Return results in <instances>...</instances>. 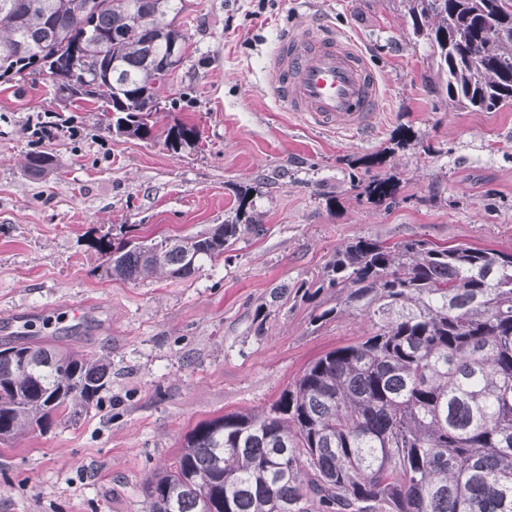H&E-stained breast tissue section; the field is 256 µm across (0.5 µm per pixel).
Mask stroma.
Instances as JSON below:
<instances>
[{
    "label": "stroma",
    "mask_w": 512,
    "mask_h": 512,
    "mask_svg": "<svg viewBox=\"0 0 512 512\" xmlns=\"http://www.w3.org/2000/svg\"><path fill=\"white\" fill-rule=\"evenodd\" d=\"M183 21L186 58L160 97L167 124L197 125V148L110 133L78 108L76 134L49 144L55 170L34 178L22 168L33 124L59 105L46 81L0 84V343L51 340L112 367L99 409L0 445V512H149L146 478L197 423L269 407L367 331L358 311L313 326L312 302L294 295L348 240L512 250V109L468 112L430 92L433 50L403 0H189ZM315 23L354 38L377 71L385 109L372 128L324 131L279 110L268 59L287 30ZM376 153L374 173L398 185L390 208L358 187ZM245 188L260 235L187 280L106 278L99 237L235 221ZM276 286L292 295L256 335ZM75 305L84 320L69 317Z\"/></svg>",
    "instance_id": "35a3bbf8"
}]
</instances>
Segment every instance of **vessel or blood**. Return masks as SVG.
Listing matches in <instances>:
<instances>
[{
	"label": "vessel or blood",
	"instance_id": "1",
	"mask_svg": "<svg viewBox=\"0 0 512 512\" xmlns=\"http://www.w3.org/2000/svg\"><path fill=\"white\" fill-rule=\"evenodd\" d=\"M281 111L321 128L358 132L383 106L377 76L355 40L314 25L289 32L268 63Z\"/></svg>",
	"mask_w": 512,
	"mask_h": 512
}]
</instances>
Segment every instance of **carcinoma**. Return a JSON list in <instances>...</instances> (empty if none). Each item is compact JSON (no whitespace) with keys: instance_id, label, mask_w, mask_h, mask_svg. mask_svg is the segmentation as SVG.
Returning a JSON list of instances; mask_svg holds the SVG:
<instances>
[{"instance_id":"carcinoma-1","label":"carcinoma","mask_w":512,"mask_h":512,"mask_svg":"<svg viewBox=\"0 0 512 512\" xmlns=\"http://www.w3.org/2000/svg\"><path fill=\"white\" fill-rule=\"evenodd\" d=\"M434 47L450 104L512 107V0H404ZM186 0H0V83L46 75L64 105H92L109 131L197 147L196 125H160L159 90L186 58ZM176 51L175 62H161ZM74 116L38 126L51 140ZM54 156H24L32 177ZM372 203H396L373 178ZM259 225L213 224L160 240L100 238L105 275L188 279ZM325 323L350 308L369 333L312 360L267 409L227 413L189 433L144 484L150 512H512V252L389 246L358 236L333 251L313 298ZM112 384L104 357L46 340L0 349V444L56 417L96 409Z\"/></svg>"}]
</instances>
